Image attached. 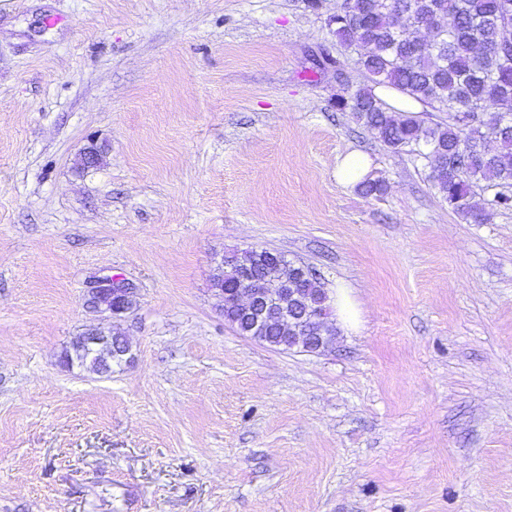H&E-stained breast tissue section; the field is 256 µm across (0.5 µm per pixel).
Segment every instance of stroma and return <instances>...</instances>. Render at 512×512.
<instances>
[{
    "label": "stroma",
    "mask_w": 512,
    "mask_h": 512,
    "mask_svg": "<svg viewBox=\"0 0 512 512\" xmlns=\"http://www.w3.org/2000/svg\"><path fill=\"white\" fill-rule=\"evenodd\" d=\"M341 2L0 0V512H512V211L463 219L337 111ZM254 247L356 328L239 335L211 279ZM103 276L133 314L85 307ZM91 327L111 376L62 361ZM369 160L355 150L347 151L336 160V177L346 184H356L364 180L369 172ZM350 293L351 291L346 285L337 283L336 289L332 294L337 320L344 326L357 324L355 306Z\"/></svg>",
    "instance_id": "obj_1"
}]
</instances>
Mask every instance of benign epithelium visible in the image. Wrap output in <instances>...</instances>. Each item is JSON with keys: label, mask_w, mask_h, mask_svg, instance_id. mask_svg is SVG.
<instances>
[{"label": "benign epithelium", "mask_w": 512, "mask_h": 512, "mask_svg": "<svg viewBox=\"0 0 512 512\" xmlns=\"http://www.w3.org/2000/svg\"><path fill=\"white\" fill-rule=\"evenodd\" d=\"M271 257L265 272L260 277L252 275L251 269L243 267L237 277L235 288L226 292L215 289L221 299H231L238 311L252 320L253 330L265 332L271 325L288 334V340L308 350L323 351L331 344L336 328L326 322L332 310L328 301L325 308L315 312L300 305L301 289L296 281L310 268L296 266L285 261L278 252L267 250ZM106 305L114 319H121L137 308L136 289L123 283L103 280L91 288L85 295V306L97 309ZM75 355L64 356L68 365L74 363L83 366L90 363L96 366V373H112V363L128 361L130 351L125 339L120 336H108L98 330H88L77 336L72 342Z\"/></svg>", "instance_id": "benign-epithelium-1"}]
</instances>
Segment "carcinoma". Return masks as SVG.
Returning a JSON list of instances; mask_svg holds the SVG:
<instances>
[{
  "label": "carcinoma",
  "instance_id": "obj_1",
  "mask_svg": "<svg viewBox=\"0 0 512 512\" xmlns=\"http://www.w3.org/2000/svg\"><path fill=\"white\" fill-rule=\"evenodd\" d=\"M512 0H343L329 20L336 59L355 63L365 83L336 99L391 151L416 145L428 178L448 207L475 222L512 210V44L500 42ZM430 44L422 43V32ZM392 88L408 102L377 96ZM432 112L448 113L433 121ZM496 146H485L487 137ZM244 252L216 271L213 286L236 284Z\"/></svg>",
  "mask_w": 512,
  "mask_h": 512
}]
</instances>
